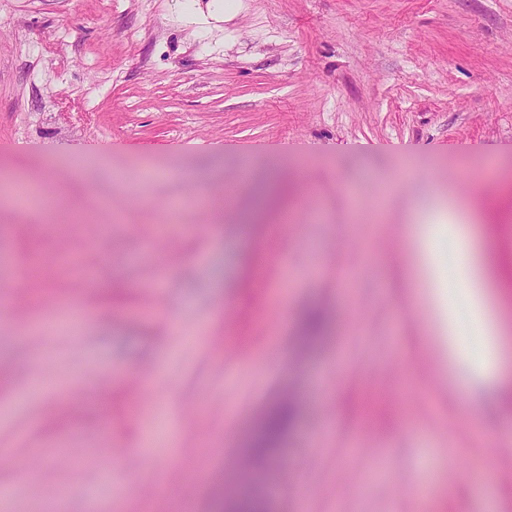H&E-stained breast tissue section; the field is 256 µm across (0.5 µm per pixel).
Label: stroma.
Instances as JSON below:
<instances>
[{
	"mask_svg": "<svg viewBox=\"0 0 512 512\" xmlns=\"http://www.w3.org/2000/svg\"><path fill=\"white\" fill-rule=\"evenodd\" d=\"M242 170L315 189L283 268L256 248L266 225L210 204ZM471 182L512 188V0H0L9 512H215L257 493L271 512H421L429 480L430 512H512V333L482 375L451 334L463 278L448 296L402 262L454 234L455 203L434 198ZM74 194L98 221L67 247L93 275L34 295L18 240ZM406 197L410 225L392 223ZM464 230L484 308L512 318L500 228ZM252 267L286 288L253 294ZM312 306L328 326L305 347ZM288 392L282 460L252 468L240 450Z\"/></svg>",
	"mask_w": 512,
	"mask_h": 512,
	"instance_id": "1",
	"label": "stroma"
}]
</instances>
